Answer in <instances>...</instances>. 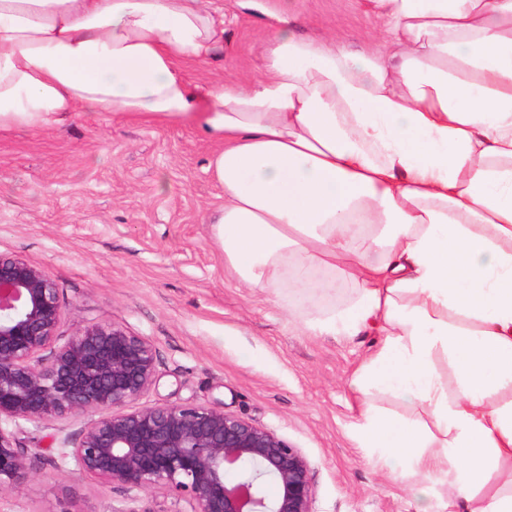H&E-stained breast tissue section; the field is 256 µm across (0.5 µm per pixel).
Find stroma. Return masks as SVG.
<instances>
[{"label":"stroma","mask_w":512,"mask_h":512,"mask_svg":"<svg viewBox=\"0 0 512 512\" xmlns=\"http://www.w3.org/2000/svg\"><path fill=\"white\" fill-rule=\"evenodd\" d=\"M224 2V53L189 65L193 81L247 83L259 75L266 32L236 0ZM308 37L348 36L355 47L382 27L363 0H288ZM214 149L184 123L81 112L60 125L0 130V253L41 267L58 285L60 336L89 322L148 338L159 379L143 404H215L264 427L308 460L316 512H453L447 479L420 483L359 447L353 374L377 337L314 336L309 319L345 308L353 288L313 303L239 287L208 222L224 193ZM81 420L16 438L32 478L0 512H116L124 489L62 465L58 439Z\"/></svg>","instance_id":"stroma-1"}]
</instances>
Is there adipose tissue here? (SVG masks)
<instances>
[{
  "label": "adipose tissue",
  "instance_id": "adipose-tissue-1",
  "mask_svg": "<svg viewBox=\"0 0 512 512\" xmlns=\"http://www.w3.org/2000/svg\"><path fill=\"white\" fill-rule=\"evenodd\" d=\"M239 6L268 19L246 85L185 74L224 47L212 0H0V129L194 124L216 145L225 270L271 294L358 289L307 329L382 338L352 381L360 447L462 485L457 512H512V0H365L384 29L362 51ZM375 389L426 408L444 443L379 413Z\"/></svg>",
  "mask_w": 512,
  "mask_h": 512
}]
</instances>
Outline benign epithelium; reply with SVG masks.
I'll return each instance as SVG.
<instances>
[{
  "label": "benign epithelium",
  "mask_w": 512,
  "mask_h": 512,
  "mask_svg": "<svg viewBox=\"0 0 512 512\" xmlns=\"http://www.w3.org/2000/svg\"><path fill=\"white\" fill-rule=\"evenodd\" d=\"M60 288L45 270L0 254V500L31 478L12 427L84 419L59 455L86 476L119 484L127 506L161 492L189 512H315L299 449L213 405H141L157 382V351L119 324L89 323L63 340ZM236 473L226 480V471Z\"/></svg>",
  "instance_id": "obj_1"
}]
</instances>
